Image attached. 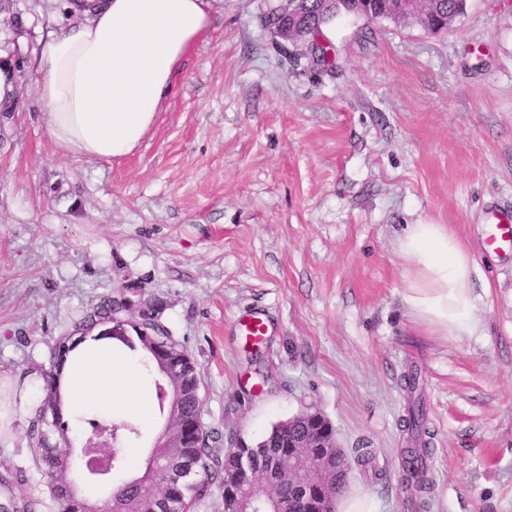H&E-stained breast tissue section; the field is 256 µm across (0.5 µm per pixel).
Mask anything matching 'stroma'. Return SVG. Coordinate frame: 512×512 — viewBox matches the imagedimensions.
<instances>
[{"mask_svg": "<svg viewBox=\"0 0 512 512\" xmlns=\"http://www.w3.org/2000/svg\"><path fill=\"white\" fill-rule=\"evenodd\" d=\"M67 3L0 0L17 86L0 131V500L54 512L18 393L90 305L133 285L194 361L224 444L318 412L373 457L348 495L419 512L401 455L414 365L426 512H512V258L484 247L488 210L512 207V0H466L437 33L338 17L332 73L285 62L263 26L280 0H217L154 126L112 161L63 154L40 118L33 51L79 23ZM419 223L448 225L477 263L474 335L447 340L403 301L398 242ZM246 313L269 319L265 343L237 336Z\"/></svg>", "mask_w": 512, "mask_h": 512, "instance_id": "35a3bbf8", "label": "stroma"}]
</instances>
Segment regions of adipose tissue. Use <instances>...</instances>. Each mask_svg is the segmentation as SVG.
Here are the masks:
<instances>
[{"label":"adipose tissue","mask_w":512,"mask_h":512,"mask_svg":"<svg viewBox=\"0 0 512 512\" xmlns=\"http://www.w3.org/2000/svg\"><path fill=\"white\" fill-rule=\"evenodd\" d=\"M213 0H74L86 20L40 37L36 89L45 130L66 154L114 160L154 126ZM409 310L457 341L472 335L475 261L447 225L412 224L399 240ZM61 394L75 414H135L151 423L142 372L121 347L89 338L67 362Z\"/></svg>","instance_id":"1"}]
</instances>
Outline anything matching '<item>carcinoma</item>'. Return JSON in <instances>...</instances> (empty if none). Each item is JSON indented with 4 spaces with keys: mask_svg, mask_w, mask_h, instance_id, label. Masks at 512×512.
I'll use <instances>...</instances> for the list:
<instances>
[{
    "mask_svg": "<svg viewBox=\"0 0 512 512\" xmlns=\"http://www.w3.org/2000/svg\"><path fill=\"white\" fill-rule=\"evenodd\" d=\"M319 4L320 0H303L302 30L311 44L318 45L319 63L333 69L335 60L330 58L333 48L320 43L319 38L322 27L335 15L320 10ZM463 4L464 0H434L428 5L424 27L430 30L436 18L460 14ZM126 298L128 295L117 292L92 305L71 331L56 338L52 348L51 370L44 373L47 396L29 421L27 438L38 450L36 464L47 478L46 486L56 512L80 510L66 465L71 428L59 393L62 366L74 349V335H84L99 325L112 322V312ZM130 327L135 336H112L110 340L132 352H144L141 365L150 376L159 414L167 416L166 438L151 449L155 471L145 470L136 481L116 487L101 512H185L188 499L202 496L209 482L216 479L220 485L234 489L232 497L223 499L224 512L249 508L275 512L284 506L288 507V512H310L309 504L288 485L286 449L226 448L224 454H219V449L210 446L212 435L201 419V377L192 359L158 321L141 324L136 320ZM159 346L167 347L166 355L158 353ZM404 388L409 399L403 428L413 444L409 458L404 460L406 479L424 492L429 485L426 460L430 448L422 439L426 412L419 393L417 367H410L404 374ZM83 422L90 429L110 423L115 430L127 432L129 439L141 437L139 427L129 420L113 422L103 416H91ZM200 475L204 476L203 481H191L192 477ZM255 477H264L273 485L274 493L265 500L255 495Z\"/></svg>",
    "mask_w": 512,
    "mask_h": 512,
    "instance_id": "1",
    "label": "carcinoma"
}]
</instances>
